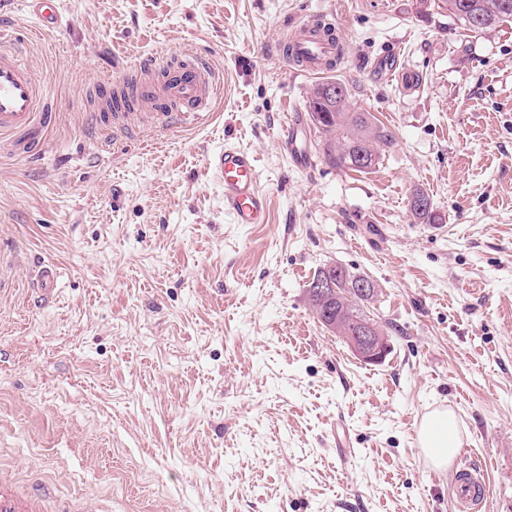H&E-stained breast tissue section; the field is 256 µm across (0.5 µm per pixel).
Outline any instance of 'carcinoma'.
<instances>
[{
	"mask_svg": "<svg viewBox=\"0 0 512 512\" xmlns=\"http://www.w3.org/2000/svg\"><path fill=\"white\" fill-rule=\"evenodd\" d=\"M430 6L444 8L470 32L480 34L495 29L500 23L512 20V0H431ZM481 17L483 28L472 26L474 17ZM342 88L343 97L326 104L316 99L326 85ZM349 90L340 80H326L317 84L309 101L310 121L323 133L329 135L325 154L328 161L340 169L366 173L379 163L382 155L395 144L393 132L374 120L369 112H353L348 108ZM425 196L420 189L413 190L409 209L415 220L422 224H436L440 220L434 209L419 210L415 206L416 198ZM331 275L336 279L338 296L324 303L313 293H308L309 301L319 321L339 336L346 335L350 322L354 320L371 321L362 304L371 296L349 299L345 293L350 291L358 277L350 274L341 266H329L320 269L313 277L318 280Z\"/></svg>",
	"mask_w": 512,
	"mask_h": 512,
	"instance_id": "cac0c4a2",
	"label": "carcinoma"
}]
</instances>
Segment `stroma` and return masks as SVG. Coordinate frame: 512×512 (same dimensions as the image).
Listing matches in <instances>:
<instances>
[{"mask_svg":"<svg viewBox=\"0 0 512 512\" xmlns=\"http://www.w3.org/2000/svg\"><path fill=\"white\" fill-rule=\"evenodd\" d=\"M5 37L46 90L41 151L0 146V476L48 512H457L416 419L454 411L461 447L512 512V21L476 35L416 0H60ZM324 14L350 106L395 135L367 173L332 166L309 122L316 78L272 52ZM209 56L213 115L160 146L95 138L90 93L156 46ZM397 55L417 90L376 76ZM295 120L308 163L276 141ZM257 156L266 224H237L206 166ZM121 202L113 204L112 191ZM441 221L409 210L414 189ZM58 268L52 301L32 288ZM371 280L388 338L368 364L313 314L327 266ZM26 3L36 20L35 28L38 32L62 26L63 18L58 0H26Z\"/></svg>","mask_w":512,"mask_h":512,"instance_id":"obj_1","label":"stroma"}]
</instances>
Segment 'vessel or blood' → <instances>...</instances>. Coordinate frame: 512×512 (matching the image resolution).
<instances>
[{
	"instance_id": "obj_1",
	"label": "vessel or blood",
	"mask_w": 512,
	"mask_h": 512,
	"mask_svg": "<svg viewBox=\"0 0 512 512\" xmlns=\"http://www.w3.org/2000/svg\"><path fill=\"white\" fill-rule=\"evenodd\" d=\"M37 30L62 25L59 0H26ZM339 42L336 30L315 20L295 25L292 35L281 38L277 57L298 74L322 76L336 69ZM222 91L220 78L202 54L177 57L158 51L139 59L112 83L104 85L98 98L112 114L113 137L132 138L150 126L182 127L210 116ZM45 91L23 65L14 46L0 43V138L9 139L14 152L34 155L51 114L44 110ZM279 144L293 163H305L296 143L293 124H284ZM224 189V208L238 224H265L270 218V201L258 183L254 155L224 145L208 159ZM486 485L475 465L459 462L455 498L459 512L480 505ZM42 496L17 494L0 479V512H45Z\"/></svg>"
}]
</instances>
